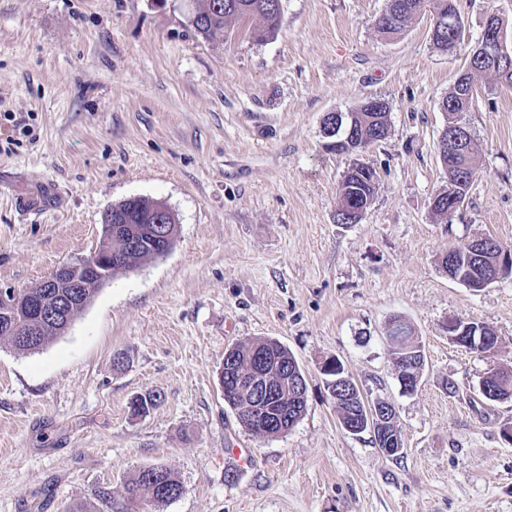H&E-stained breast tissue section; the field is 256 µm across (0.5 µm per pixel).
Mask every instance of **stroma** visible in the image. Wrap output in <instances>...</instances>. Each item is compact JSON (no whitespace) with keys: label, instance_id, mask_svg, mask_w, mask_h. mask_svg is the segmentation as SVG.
Here are the masks:
<instances>
[{"label":"stroma","instance_id":"stroma-1","mask_svg":"<svg viewBox=\"0 0 512 512\" xmlns=\"http://www.w3.org/2000/svg\"><path fill=\"white\" fill-rule=\"evenodd\" d=\"M196 4L0 0V288L89 255L123 199L163 201L177 224L167 255L116 275L43 349L0 340V512L91 508L101 487L119 504L154 465L184 486L155 512H512V400L479 393L512 366V276L474 292L440 267L478 237L512 246V87L492 75H474L462 116L479 171L451 218L431 209L448 185L441 102L488 14L512 47V0H456L462 43L448 51L426 13L381 34L386 0H283L276 36L253 40L252 18L220 43L195 35ZM376 97L388 136L327 149L325 116ZM356 162L376 190L359 223L339 224ZM395 318L424 349L411 394ZM451 318L491 326L496 349L452 343ZM261 339L307 383L305 412L275 438L240 422L218 380L226 349ZM332 357L365 398L395 405L399 458L343 428L321 370Z\"/></svg>","mask_w":512,"mask_h":512}]
</instances>
